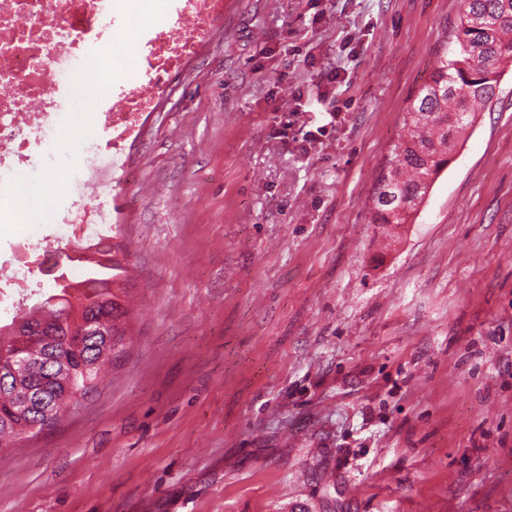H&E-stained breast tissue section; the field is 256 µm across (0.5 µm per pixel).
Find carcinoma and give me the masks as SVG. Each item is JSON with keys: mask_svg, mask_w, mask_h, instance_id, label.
I'll return each instance as SVG.
<instances>
[{"mask_svg": "<svg viewBox=\"0 0 512 512\" xmlns=\"http://www.w3.org/2000/svg\"><path fill=\"white\" fill-rule=\"evenodd\" d=\"M453 55L443 53L431 80L417 93L406 110V138L395 144L388 171L379 179L374 196V223L406 224L422 203L437 175L448 166L455 141L472 124L479 106L491 103L498 75L512 66V0H461V16L455 33ZM78 256L87 263L83 280L48 295L23 316L0 325V348L18 343L23 331L36 325L53 330L51 342L37 346L45 367L35 370L17 365L6 382L0 381V450L3 442L22 438L28 416L16 408V389L38 391L56 411L46 418L54 426L69 403L80 402L95 390L105 366L112 364L113 348L100 336L88 338L83 360L73 362L65 339L81 328L87 312L98 299L112 316V337L126 336L125 306L128 270L115 246L102 241L82 248Z\"/></svg>", "mask_w": 512, "mask_h": 512, "instance_id": "carcinoma-1", "label": "carcinoma"}]
</instances>
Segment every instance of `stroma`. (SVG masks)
<instances>
[{
  "instance_id": "stroma-1",
  "label": "stroma",
  "mask_w": 512,
  "mask_h": 512,
  "mask_svg": "<svg viewBox=\"0 0 512 512\" xmlns=\"http://www.w3.org/2000/svg\"><path fill=\"white\" fill-rule=\"evenodd\" d=\"M459 19L224 0L109 192L126 348L0 512H512V68L407 224L371 208Z\"/></svg>"
}]
</instances>
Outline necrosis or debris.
Segmentation results:
<instances>
[{"label": "necrosis or debris", "mask_w": 512, "mask_h": 512, "mask_svg": "<svg viewBox=\"0 0 512 512\" xmlns=\"http://www.w3.org/2000/svg\"><path fill=\"white\" fill-rule=\"evenodd\" d=\"M127 8L128 0H0V223L14 221L22 177L61 170L60 159L43 147L46 138L85 111L108 135L74 167L69 205L51 206L47 221L55 231L37 241L44 252L108 236L114 215L102 195L125 178L128 143L168 77L224 20V0H169L172 23L148 33L143 44L146 80L133 89L110 84L91 104L76 98L72 77L94 68L83 44L111 42Z\"/></svg>", "instance_id": "obj_1"}]
</instances>
